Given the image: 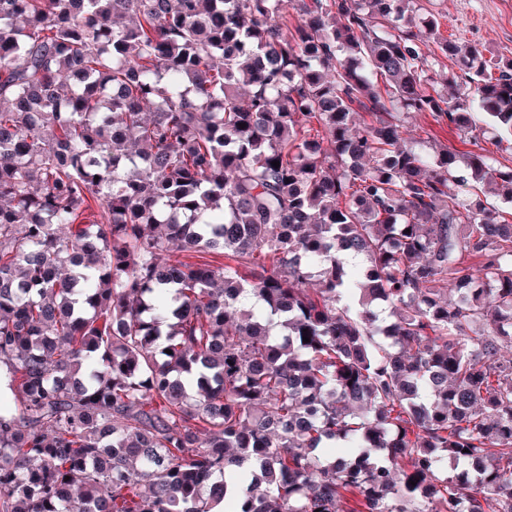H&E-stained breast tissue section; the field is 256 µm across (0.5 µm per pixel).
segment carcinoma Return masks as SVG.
<instances>
[{"mask_svg": "<svg viewBox=\"0 0 512 512\" xmlns=\"http://www.w3.org/2000/svg\"><path fill=\"white\" fill-rule=\"evenodd\" d=\"M422 10L0 0V512H512V168L401 123L512 59Z\"/></svg>", "mask_w": 512, "mask_h": 512, "instance_id": "1", "label": "carcinoma"}]
</instances>
